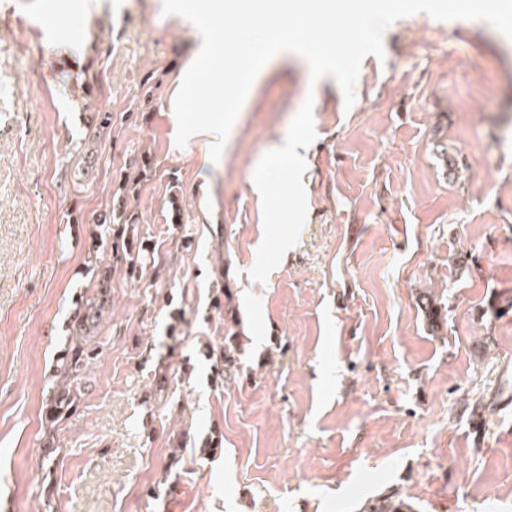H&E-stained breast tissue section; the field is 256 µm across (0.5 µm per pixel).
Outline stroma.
<instances>
[{
    "label": "stroma",
    "mask_w": 512,
    "mask_h": 512,
    "mask_svg": "<svg viewBox=\"0 0 512 512\" xmlns=\"http://www.w3.org/2000/svg\"><path fill=\"white\" fill-rule=\"evenodd\" d=\"M195 36L0 0V512H512V39L397 19L349 109L283 59L214 163L175 144Z\"/></svg>",
    "instance_id": "1"
}]
</instances>
